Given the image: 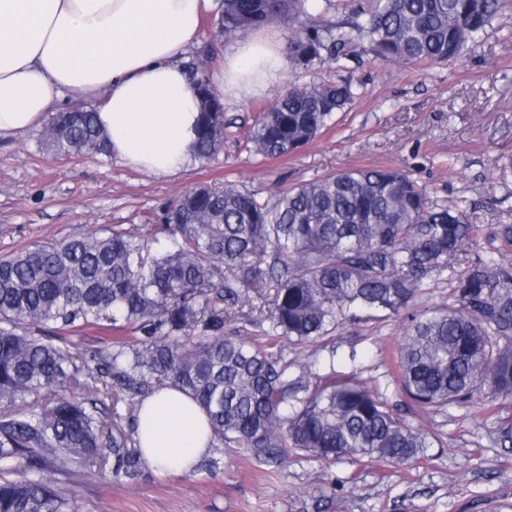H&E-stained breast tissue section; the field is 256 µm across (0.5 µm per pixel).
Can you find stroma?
I'll return each instance as SVG.
<instances>
[{
    "instance_id": "35a3bbf8",
    "label": "stroma",
    "mask_w": 512,
    "mask_h": 512,
    "mask_svg": "<svg viewBox=\"0 0 512 512\" xmlns=\"http://www.w3.org/2000/svg\"><path fill=\"white\" fill-rule=\"evenodd\" d=\"M362 85L352 107L294 155L263 159L247 146L261 112L279 92L225 98L231 137L208 164L157 177L112 157L47 153L38 132L0 138V255L112 226L148 232L164 207L200 184H234L269 196L326 174L363 167H400L432 198L465 201L477 229L461 259L512 260L494 240L512 224V8L493 19L457 60L422 70L373 62L356 67ZM404 317L361 312L324 340L284 345L288 360L311 371L356 373L390 403L405 399L391 357ZM512 404L470 402L406 415L430 448L409 465L347 456L325 467L289 450L282 465H261L225 449L219 469L135 481L102 480L87 472L58 484L79 512H512V443L500 429Z\"/></svg>"
}]
</instances>
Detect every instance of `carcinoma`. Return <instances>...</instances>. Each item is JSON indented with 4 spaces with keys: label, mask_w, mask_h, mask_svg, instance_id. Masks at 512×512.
I'll return each mask as SVG.
<instances>
[{
    "label": "carcinoma",
    "mask_w": 512,
    "mask_h": 512,
    "mask_svg": "<svg viewBox=\"0 0 512 512\" xmlns=\"http://www.w3.org/2000/svg\"><path fill=\"white\" fill-rule=\"evenodd\" d=\"M507 0H220L202 54L187 63L201 97L195 158L210 160L231 123L206 62L231 37L288 27V58L307 70L355 55L440 65L459 58ZM356 96L349 76L290 83L250 132L251 151L273 159L313 140ZM55 155L108 154L95 110L55 112L41 133ZM470 214L430 197L408 172L341 170L268 198L233 184L199 185L171 202L157 233L171 249L116 228L35 245L0 258V512H76L44 480L69 463L116 480L148 467L137 446L140 402L170 383L207 413L212 448H241L280 465L288 449L326 465L350 453L403 465L429 447L367 382L330 368L296 374L274 337L307 345L351 313L406 315L394 357L408 406L439 410L476 400L512 402V262L459 263ZM448 274V305L418 311L415 297ZM249 289L267 290L272 331H226ZM54 325V335L40 334ZM112 326L129 333L73 360L67 336Z\"/></svg>",
    "instance_id": "carcinoma-1"
}]
</instances>
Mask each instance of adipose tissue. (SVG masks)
Listing matches in <instances>:
<instances>
[{
  "instance_id": "ef3b65f1",
  "label": "adipose tissue",
  "mask_w": 512,
  "mask_h": 512,
  "mask_svg": "<svg viewBox=\"0 0 512 512\" xmlns=\"http://www.w3.org/2000/svg\"><path fill=\"white\" fill-rule=\"evenodd\" d=\"M214 0H0V136L42 128L71 97L92 104L113 157L155 176L194 159L200 98L185 66ZM286 45L238 42L210 73L217 95L244 98L281 80ZM205 412L181 389L146 398L138 438L162 474H192L210 453Z\"/></svg>"
}]
</instances>
